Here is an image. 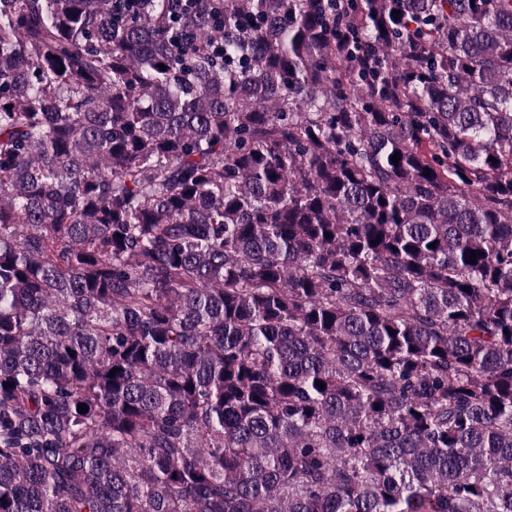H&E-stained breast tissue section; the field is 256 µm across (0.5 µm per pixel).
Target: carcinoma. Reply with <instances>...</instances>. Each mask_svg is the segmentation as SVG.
I'll return each mask as SVG.
<instances>
[{
  "instance_id": "1",
  "label": "carcinoma",
  "mask_w": 512,
  "mask_h": 512,
  "mask_svg": "<svg viewBox=\"0 0 512 512\" xmlns=\"http://www.w3.org/2000/svg\"><path fill=\"white\" fill-rule=\"evenodd\" d=\"M0 512H512V0H0Z\"/></svg>"
}]
</instances>
